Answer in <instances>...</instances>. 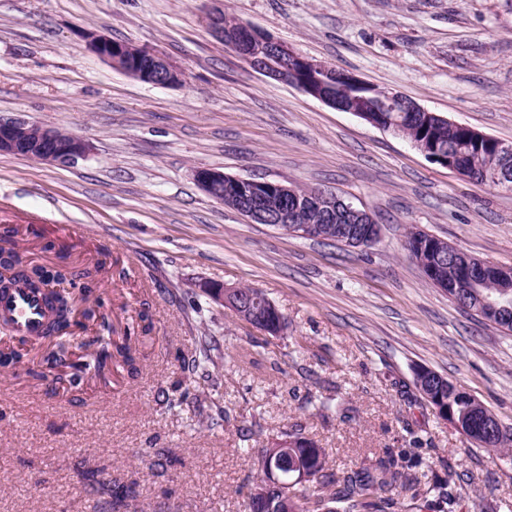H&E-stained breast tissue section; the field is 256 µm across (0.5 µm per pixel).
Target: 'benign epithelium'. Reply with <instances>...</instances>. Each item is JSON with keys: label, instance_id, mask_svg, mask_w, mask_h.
<instances>
[{"label": "benign epithelium", "instance_id": "obj_1", "mask_svg": "<svg viewBox=\"0 0 512 512\" xmlns=\"http://www.w3.org/2000/svg\"><path fill=\"white\" fill-rule=\"evenodd\" d=\"M230 34L229 46L261 72L299 88L340 112H351L379 129L399 133L402 121L388 117V113L407 112L411 118L420 116L436 126L449 125L463 131L468 150L479 151L484 145L491 148L486 170L489 185L507 191L512 189V143H505L466 124L453 122L389 90L380 92L379 106L371 112L348 107L323 84L332 76L334 66L331 64L304 56L290 44L242 21ZM87 39L89 48L112 68L133 75L141 82L172 86L182 81V72L155 52L117 43L94 32L88 33ZM411 144L429 160L458 174L463 172V154L451 151L444 153L433 142L424 139H414ZM89 151L90 145L84 139L72 136L64 140L54 127L22 119L7 122L0 120V153L33 158L43 164H66L85 157ZM194 179L209 197L232 205L234 210L253 224H268L281 229L286 227L291 234L301 237H324L322 225L302 223L303 199L292 185L282 181L231 176L208 168L195 169ZM312 197L320 210L331 213L336 212L338 207L343 210L346 222L351 224L348 234L353 236L352 244L366 247L379 241L380 225L376 224L367 211L325 190L313 192ZM455 277L469 282L475 288L481 287L484 280H493L495 287L503 291L512 286V267L499 266L483 259L475 262L465 258L457 262ZM208 293L213 300L232 308L247 326L258 327L276 337L283 334L285 318L271 301H266L264 310L260 312L254 307L253 296L241 288L222 285L208 288ZM62 296L68 320H73L77 313H84L77 289L71 288ZM296 447L298 443L286 440L268 452L275 460L274 466L269 468V477L272 485L280 492L283 512H288V504L295 501L293 487L311 479L308 471L302 467L295 466L293 471H288V457Z\"/></svg>", "mask_w": 512, "mask_h": 512}]
</instances>
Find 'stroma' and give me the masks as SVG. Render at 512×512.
I'll return each mask as SVG.
<instances>
[{
	"label": "stroma",
	"mask_w": 512,
	"mask_h": 512,
	"mask_svg": "<svg viewBox=\"0 0 512 512\" xmlns=\"http://www.w3.org/2000/svg\"><path fill=\"white\" fill-rule=\"evenodd\" d=\"M305 56L512 142V0H0V119L84 138L66 165L0 155V231L26 259L74 270L97 247L128 270L100 276L117 330L149 303L140 372L79 389L0 368V512H246L254 449L301 424L330 470L406 452L421 482L449 484L458 512H512V458L473 447L419 397L424 366L512 427V334L430 285L405 243L421 230L512 267V191L470 182L404 137L254 69L216 40L212 6ZM93 31L163 55L183 73L155 86L113 69ZM335 191L380 240L352 248L253 224L193 178ZM262 290L283 337L244 326L203 283ZM216 391L180 400L202 340ZM353 408L320 412L314 398Z\"/></svg>",
	"instance_id": "35a3bbf8"
}]
</instances>
